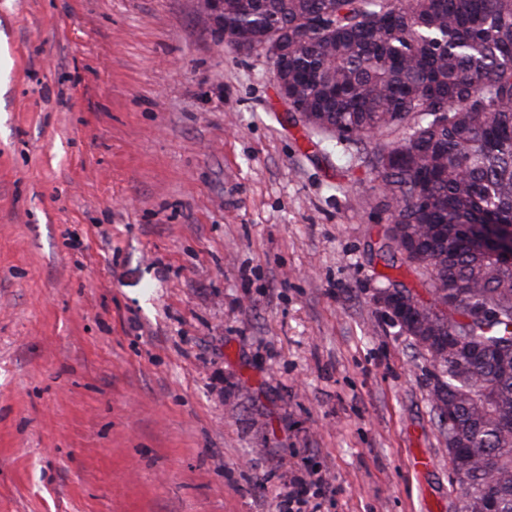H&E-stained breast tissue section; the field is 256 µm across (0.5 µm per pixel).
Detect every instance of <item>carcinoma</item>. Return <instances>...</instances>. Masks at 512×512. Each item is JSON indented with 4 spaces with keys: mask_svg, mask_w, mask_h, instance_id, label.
Masks as SVG:
<instances>
[{
    "mask_svg": "<svg viewBox=\"0 0 512 512\" xmlns=\"http://www.w3.org/2000/svg\"><path fill=\"white\" fill-rule=\"evenodd\" d=\"M222 25L247 49L288 46L271 76L291 122L341 157L374 144L372 188L401 227L374 255L454 300L436 335L500 349L449 344L432 401L477 453L459 512H512V266L474 239L512 225V0H225Z\"/></svg>",
    "mask_w": 512,
    "mask_h": 512,
    "instance_id": "carcinoma-1",
    "label": "carcinoma"
}]
</instances>
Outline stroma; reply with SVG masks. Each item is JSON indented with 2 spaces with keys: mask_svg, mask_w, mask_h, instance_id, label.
<instances>
[{
  "mask_svg": "<svg viewBox=\"0 0 512 512\" xmlns=\"http://www.w3.org/2000/svg\"><path fill=\"white\" fill-rule=\"evenodd\" d=\"M271 68L202 0H0V512H458L366 158Z\"/></svg>",
  "mask_w": 512,
  "mask_h": 512,
  "instance_id": "35a3bbf8",
  "label": "stroma"
}]
</instances>
